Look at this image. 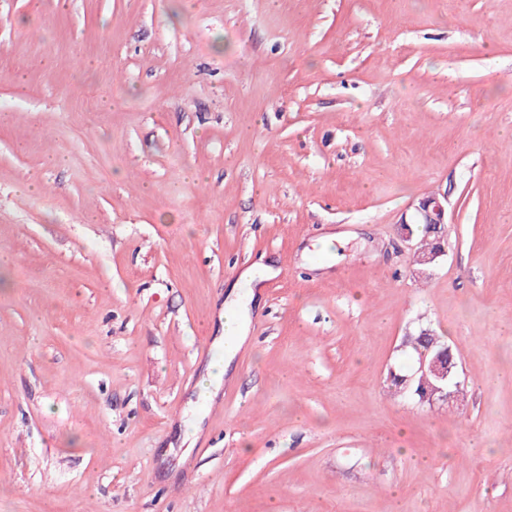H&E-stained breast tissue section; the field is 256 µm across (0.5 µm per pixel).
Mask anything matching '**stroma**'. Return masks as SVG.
Returning a JSON list of instances; mask_svg holds the SVG:
<instances>
[{"mask_svg":"<svg viewBox=\"0 0 512 512\" xmlns=\"http://www.w3.org/2000/svg\"><path fill=\"white\" fill-rule=\"evenodd\" d=\"M1 256L0 512H512V0H0ZM446 203V205H445ZM448 202L443 196L440 199L436 195L427 196L418 201V204L414 207V214L412 222H408L406 219L401 221V230L403 240L410 243L413 240L414 230L417 236H420V246L417 250L420 251H431V252H419L414 251V265L423 266L419 268L417 272L420 275L429 276L430 269L436 264L439 258L443 257L446 253L442 242L446 239L448 233ZM411 224H426L430 227V232L437 236V242L434 235L428 234L425 231L424 226L415 225L414 230ZM262 280L263 274L261 272L256 270L243 272L232 285V292L226 303L224 300V334L216 338V361L210 365L207 374L201 378L197 385V399L195 402H191L193 415L185 426L182 435L183 444L186 442L193 443V437L200 430L201 415L197 407L203 406L204 399L212 400L224 379L226 367L233 359L236 349L246 339V336L243 334L245 330L244 314L246 305L250 302L253 303L256 298L257 293L252 291V285L254 284L258 287ZM245 286L249 288L247 291H239L240 288ZM231 296L233 297L231 298ZM421 336L426 337L423 339ZM435 336L430 328H423L416 336L417 347L412 348L413 355H419L416 368L411 376H404L406 384L412 380L419 382L420 403L427 402L431 406L440 402L448 403V400L457 396V389L461 386L457 374V362L453 361L451 347L447 346L442 352L428 357L427 353L419 354V351L430 350L435 354L442 349L441 341L431 338ZM434 342V343H433Z\"/></svg>","mask_w":512,"mask_h":512,"instance_id":"obj_1","label":"stroma"}]
</instances>
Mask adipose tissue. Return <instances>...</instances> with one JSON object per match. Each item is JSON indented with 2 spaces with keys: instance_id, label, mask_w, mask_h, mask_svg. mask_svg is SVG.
Instances as JSON below:
<instances>
[{
  "instance_id": "obj_1",
  "label": "adipose tissue",
  "mask_w": 512,
  "mask_h": 512,
  "mask_svg": "<svg viewBox=\"0 0 512 512\" xmlns=\"http://www.w3.org/2000/svg\"><path fill=\"white\" fill-rule=\"evenodd\" d=\"M263 279L261 272L248 270L243 272L235 281V289L231 298L227 299L224 305V326L223 334L216 339L217 356L205 376L197 385L198 399L213 398L220 387L226 368L231 362L237 345L243 344L244 336V314L247 303L253 302L256 294L254 285L259 284Z\"/></svg>"
}]
</instances>
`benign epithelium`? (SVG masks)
Segmentation results:
<instances>
[{
  "label": "benign epithelium",
  "mask_w": 512,
  "mask_h": 512,
  "mask_svg": "<svg viewBox=\"0 0 512 512\" xmlns=\"http://www.w3.org/2000/svg\"><path fill=\"white\" fill-rule=\"evenodd\" d=\"M426 224L430 232L437 236L438 247L431 252H414V264L420 266L418 273L430 275V269L439 258L445 255L442 242L448 233V206L447 200L436 195L427 196L418 201L414 207L412 221H401L403 240L411 242L414 236L413 225ZM405 382L413 380L419 382L420 402L434 405L457 396V389L461 386L457 374V362L453 361L451 347L429 357L425 354L418 356L417 365L412 375L404 377Z\"/></svg>",
  "instance_id": "1"
}]
</instances>
